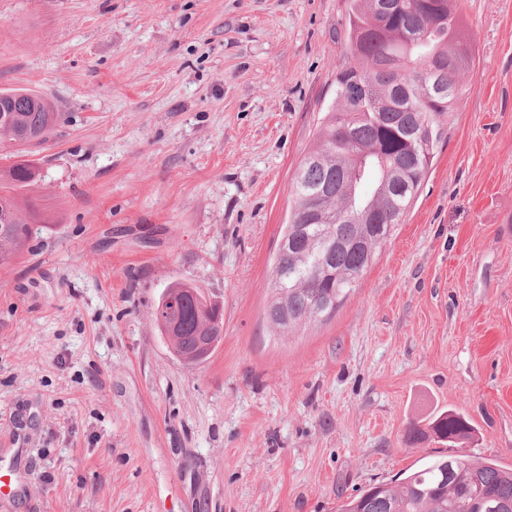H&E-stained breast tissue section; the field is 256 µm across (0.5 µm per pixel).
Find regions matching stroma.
Returning <instances> with one entry per match:
<instances>
[{
	"mask_svg": "<svg viewBox=\"0 0 512 512\" xmlns=\"http://www.w3.org/2000/svg\"><path fill=\"white\" fill-rule=\"evenodd\" d=\"M473 61L417 198L349 299L266 318L294 170L335 97L349 0H0V90L62 119L26 147L42 219L0 269V512H337L445 445L512 468V0H453ZM199 287L205 360L151 312ZM166 293L169 295L174 293L181 297L182 336H207L209 342L216 341L210 355L223 338V316L219 308L209 305L200 290L188 283H176ZM411 422L407 429L410 442H420L434 439L438 442L452 444L464 443L473 437L475 428L469 419L455 410H448L426 421Z\"/></svg>",
	"mask_w": 512,
	"mask_h": 512,
	"instance_id": "1",
	"label": "stroma"
}]
</instances>
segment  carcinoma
<instances>
[{
	"label": "carcinoma",
	"mask_w": 512,
	"mask_h": 512,
	"mask_svg": "<svg viewBox=\"0 0 512 512\" xmlns=\"http://www.w3.org/2000/svg\"><path fill=\"white\" fill-rule=\"evenodd\" d=\"M352 0L346 22V60L336 70V102L321 118L316 141L291 183L288 224L279 245L267 317L281 333L332 316L358 286L378 251L402 223L442 140L443 119L459 98L470 49L450 0H416L394 15L384 3ZM360 83L356 97L345 88ZM417 116L431 128L428 155L415 154L405 132ZM60 113L44 96L25 89L0 92V267L29 250L35 207L21 206L19 187L41 180L37 164L18 159L19 147L41 145L59 125ZM325 192L322 204L308 189ZM380 234L368 250H340L336 239ZM329 241L327 253L309 252L312 238ZM167 293L181 297L182 335L223 338V316L188 283ZM469 419L448 410L407 429L410 442L450 445L473 437ZM338 512H512V468L489 460L437 455L395 485L373 484L341 502Z\"/></svg>",
	"instance_id": "1"
}]
</instances>
